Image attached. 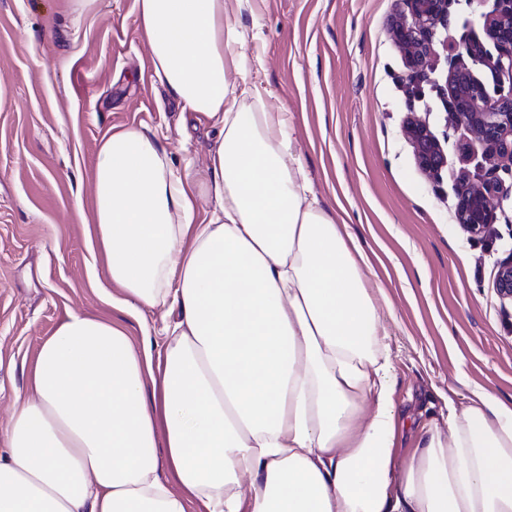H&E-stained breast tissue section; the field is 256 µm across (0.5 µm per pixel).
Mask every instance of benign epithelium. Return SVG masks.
Listing matches in <instances>:
<instances>
[{"label": "benign epithelium", "mask_w": 512, "mask_h": 512, "mask_svg": "<svg viewBox=\"0 0 512 512\" xmlns=\"http://www.w3.org/2000/svg\"><path fill=\"white\" fill-rule=\"evenodd\" d=\"M453 0H403L404 8L393 21L391 35L410 70L409 94L423 96L419 76L434 68L437 28L448 27ZM484 37L472 35L453 45L454 62L445 82L447 112L451 123L463 125L484 147V165L471 176L462 172L455 219L470 237L483 236L497 221L495 201L512 193L499 172L512 175V0H494L485 16ZM493 74L486 84L471 66ZM404 134L414 148L418 167L437 179L447 164L445 153L426 123L407 118ZM495 287L512 298V256L498 266Z\"/></svg>", "instance_id": "benign-epithelium-1"}]
</instances>
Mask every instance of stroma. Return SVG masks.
Returning a JSON list of instances; mask_svg holds the SVG:
<instances>
[{
	"instance_id": "1",
	"label": "stroma",
	"mask_w": 512,
	"mask_h": 512,
	"mask_svg": "<svg viewBox=\"0 0 512 512\" xmlns=\"http://www.w3.org/2000/svg\"><path fill=\"white\" fill-rule=\"evenodd\" d=\"M246 36L265 107L284 112L312 192L347 218L368 258L389 330L394 398L408 464L423 424L473 390L512 395V301L494 285L512 255V197L499 200L490 238L469 239L455 221L457 180L482 160H461L468 135L448 122L435 90L408 96V70L390 35L400 0H228ZM490 0H454L439 37L482 32ZM135 0H0V426L29 396L37 350L68 314L112 319L136 341L165 347L175 306L129 311L113 304L92 259L89 200L105 134L141 126L173 165L205 172L215 137L180 126L182 104L153 82ZM426 122L447 165L439 180L418 169L404 136Z\"/></svg>"
}]
</instances>
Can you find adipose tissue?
<instances>
[{
    "instance_id": "1",
    "label": "adipose tissue",
    "mask_w": 512,
    "mask_h": 512,
    "mask_svg": "<svg viewBox=\"0 0 512 512\" xmlns=\"http://www.w3.org/2000/svg\"><path fill=\"white\" fill-rule=\"evenodd\" d=\"M135 8L156 82L216 145L201 181L137 127L105 135L91 245L124 307L171 303L181 318L158 358L80 314L41 343L32 394L0 431V512H186L193 499L205 512H512V402L486 391L433 421L398 469L364 249L312 195L225 0Z\"/></svg>"
}]
</instances>
